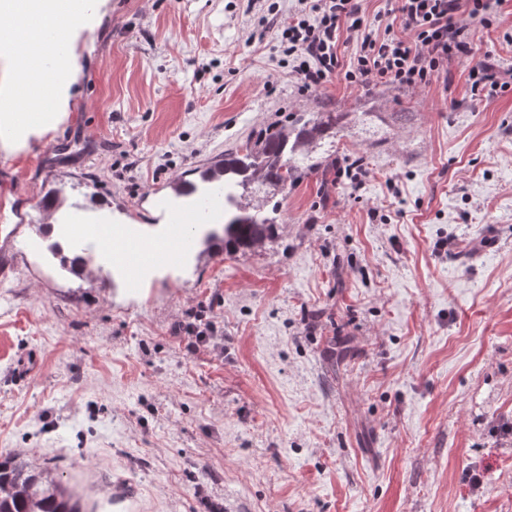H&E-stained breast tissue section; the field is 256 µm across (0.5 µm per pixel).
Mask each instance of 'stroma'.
<instances>
[{
	"label": "stroma",
	"instance_id": "1",
	"mask_svg": "<svg viewBox=\"0 0 512 512\" xmlns=\"http://www.w3.org/2000/svg\"><path fill=\"white\" fill-rule=\"evenodd\" d=\"M471 32L512 66V0ZM72 41L62 121L0 147V453L96 512H512V89L474 94L464 59L426 89L305 95L243 0H101ZM291 112L370 119L260 249L132 286L93 238L62 256L93 278L16 248L51 193L163 240L148 189Z\"/></svg>",
	"mask_w": 512,
	"mask_h": 512
}]
</instances>
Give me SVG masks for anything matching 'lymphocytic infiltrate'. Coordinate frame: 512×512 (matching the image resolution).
Segmentation results:
<instances>
[{
    "label": "lymphocytic infiltrate",
    "instance_id": "f902f5d3",
    "mask_svg": "<svg viewBox=\"0 0 512 512\" xmlns=\"http://www.w3.org/2000/svg\"><path fill=\"white\" fill-rule=\"evenodd\" d=\"M298 7L277 21V0H247L258 26L272 29L300 92H316L335 78L352 86L396 83L426 87L448 72L456 59H473L469 71L474 93L494 96L512 87V68L499 69L490 54H477L472 21L485 20L495 0H387L386 14L365 19L359 0H297ZM354 33L357 47L350 63L338 54L341 30Z\"/></svg>",
    "mask_w": 512,
    "mask_h": 512
}]
</instances>
